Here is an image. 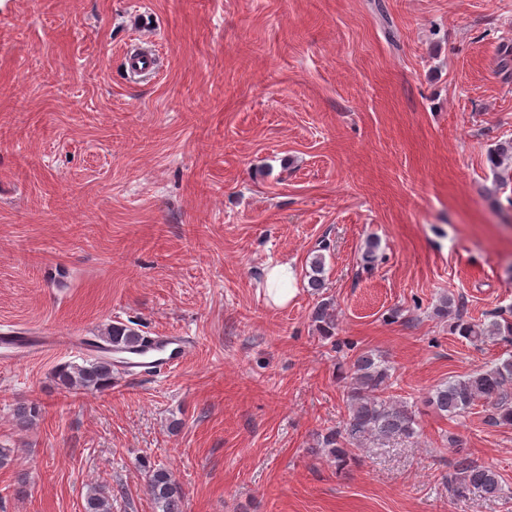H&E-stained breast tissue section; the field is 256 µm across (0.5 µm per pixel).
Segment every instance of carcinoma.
<instances>
[{
  "mask_svg": "<svg viewBox=\"0 0 512 512\" xmlns=\"http://www.w3.org/2000/svg\"><path fill=\"white\" fill-rule=\"evenodd\" d=\"M512 160V141L499 143L489 154L490 163L498 168ZM308 286L316 291L324 287V256L314 255L307 272ZM317 329L324 336L332 335L336 328L335 318L330 312V303L321 302L313 313ZM461 336L471 342L482 341L491 336H512V321L505 318L487 325L461 322ZM108 347L130 348L143 340L138 330L127 325H111L100 336ZM114 364L112 359L97 356L83 363H66L54 373L56 385L69 392H98L112 385ZM512 356L500 363L472 373L464 380L437 386L429 397V403L440 413L459 417L478 400L491 404L495 410L494 420L512 423ZM392 387L390 368L375 359L374 354H359L350 366V383L343 401L347 418L343 427L328 431L323 443L330 448L338 462H344L353 454L354 447L370 441L383 445L392 440L410 438L416 433L415 416L408 406L388 395ZM36 403L21 404L15 409L19 426L33 423L38 415ZM450 482L455 491L463 493L471 488L495 497L502 491V479L497 471L475 462L469 455H462L455 463ZM156 512H182V491L171 472L157 469L148 472L146 482ZM85 512H112V497L102 490H95L86 498Z\"/></svg>",
  "mask_w": 512,
  "mask_h": 512,
  "instance_id": "1",
  "label": "carcinoma"
}]
</instances>
